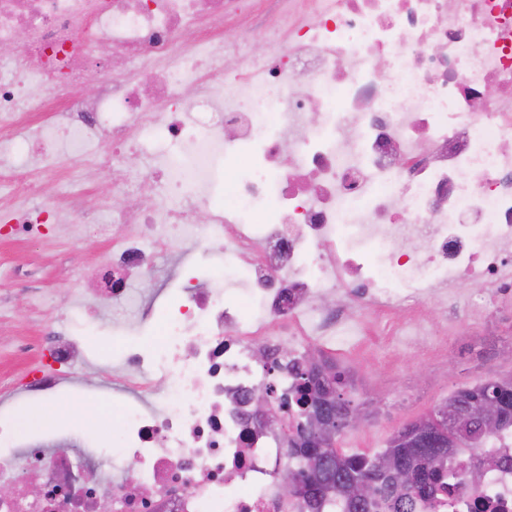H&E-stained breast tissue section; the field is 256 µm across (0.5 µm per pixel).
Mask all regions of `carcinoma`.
I'll return each mask as SVG.
<instances>
[{
    "label": "carcinoma",
    "mask_w": 512,
    "mask_h": 512,
    "mask_svg": "<svg viewBox=\"0 0 512 512\" xmlns=\"http://www.w3.org/2000/svg\"><path fill=\"white\" fill-rule=\"evenodd\" d=\"M332 377H319V372L310 370L299 361L291 366L294 392L298 394L297 425L288 440V457L297 461L293 474L298 488L289 493L301 499L304 512H326L331 505L340 507V512H414L418 502L435 498L448 487V478H460L463 470L461 455L468 452L480 457L479 465L488 467L512 462L507 454H486L485 448L501 432L512 429V376L477 382L456 390L445 402L428 414L432 431L439 438L434 448H410L416 440L412 425L398 429L385 448L373 454H346L333 446L329 454L312 467L309 465L305 441L315 437L313 410L306 408L308 401L326 400L336 404V427L346 424V410L353 400V379L333 359L323 358ZM486 399H495L500 404V416L495 430L474 443L475 423L469 413ZM453 407L468 417L456 427L448 426L442 409ZM392 458L413 471V480L404 485L394 481L391 470L383 465ZM352 480H365L371 486V495L363 501L351 499L346 485Z\"/></svg>",
    "instance_id": "1"
}]
</instances>
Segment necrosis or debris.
Masks as SVG:
<instances>
[{"label": "necrosis or debris", "mask_w": 512, "mask_h": 512, "mask_svg": "<svg viewBox=\"0 0 512 512\" xmlns=\"http://www.w3.org/2000/svg\"><path fill=\"white\" fill-rule=\"evenodd\" d=\"M252 0H0V223L19 241L72 202L52 159L107 170L125 206L93 210L91 236L110 249L73 303L102 316V298L140 308L136 283L165 253L223 255L260 306L246 311L194 276L166 311L158 346L128 343L112 386L120 454L93 439H20L0 427V512H298L280 475L285 429L250 416L269 384L288 390L281 350L298 356L360 342L358 304L415 308L424 292L480 282L452 301L485 313L512 293V0H278L287 45L250 50L224 21ZM25 50H15L19 36ZM112 87L77 116L60 96L98 78ZM197 86L200 97L188 99ZM52 113L34 135L16 129ZM142 155L144 168L126 165ZM424 240L406 250L402 239ZM29 363L0 386V414L52 402L78 386L76 337L22 336ZM265 350L269 366L255 367ZM166 358L159 377L144 365ZM417 512H512V465L486 468L477 491L439 494Z\"/></svg>", "instance_id": "necrosis-or-debris-1"}]
</instances>
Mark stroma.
<instances>
[{
    "label": "stroma",
    "instance_id": "35a3bbf8",
    "mask_svg": "<svg viewBox=\"0 0 512 512\" xmlns=\"http://www.w3.org/2000/svg\"><path fill=\"white\" fill-rule=\"evenodd\" d=\"M60 177L70 184L83 210L99 204L115 208L124 204L113 195L104 172L64 165ZM84 235V224L75 218L65 229L56 221H48L41 237L29 243L0 238V378L18 367L9 343L20 335H51L53 308L70 306L72 281L94 258L93 250L83 242ZM157 266L145 284L157 297L153 308L133 316L116 308L117 319L126 323L120 333H113L108 324L75 323L86 359L114 369L121 362L119 339L158 341L162 315L178 291V267L164 256ZM424 313L433 332H447L448 348L435 350L422 341L408 349L395 347L383 322L366 313L362 316L365 334L360 345L336 353V361L354 375L356 403L369 412L361 425L341 434L339 446L352 447L357 453H375L385 448L394 432L429 414L458 388L512 374V315L499 317L490 329L485 317L461 315L437 297L425 299ZM90 407L100 412L96 420L84 417ZM50 408L57 410L61 429L93 438L112 434L121 421L119 413L100 403L95 393L80 396L67 389L50 405L39 401L19 404L12 419L20 423L26 415Z\"/></svg>",
    "mask_w": 512,
    "mask_h": 512
}]
</instances>
